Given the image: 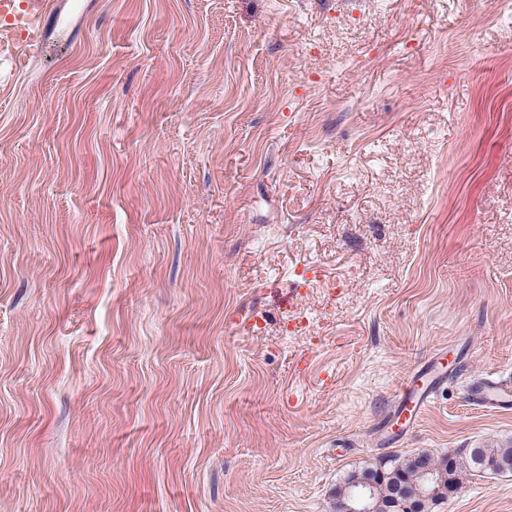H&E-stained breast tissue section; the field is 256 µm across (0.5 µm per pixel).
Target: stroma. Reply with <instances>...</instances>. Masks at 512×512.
<instances>
[{
	"instance_id": "obj_1",
	"label": "stroma",
	"mask_w": 512,
	"mask_h": 512,
	"mask_svg": "<svg viewBox=\"0 0 512 512\" xmlns=\"http://www.w3.org/2000/svg\"><path fill=\"white\" fill-rule=\"evenodd\" d=\"M45 38L0 53V512H336L512 442L469 393L512 375V22L54 0ZM429 512H512V472ZM423 376L418 375L413 381L414 386L409 391L405 390L395 414V422H401L403 425L401 432L406 433L412 428L413 423L418 420L420 414L430 402L432 391L438 383L431 380L425 387L418 389L416 386H420L419 381L422 380ZM429 456L431 471L433 474V483L428 493L421 492L422 475L421 463L414 458L408 457L398 465L386 466L381 464V468L366 469L359 472L360 477H353L348 482V486L342 492L340 489L336 491V511H342L344 502L348 501L356 489L366 481L373 482V490L371 496V505L373 512H390L387 511L390 501L394 495H400L401 499H397L394 504V511H410L424 512L426 503H433L442 497L443 489H439L440 485H445L447 489L448 481H452L460 485V476L462 469L466 468L465 462H460L456 457H447L439 460ZM451 459V460H450ZM362 486V485H361Z\"/></svg>"
}]
</instances>
